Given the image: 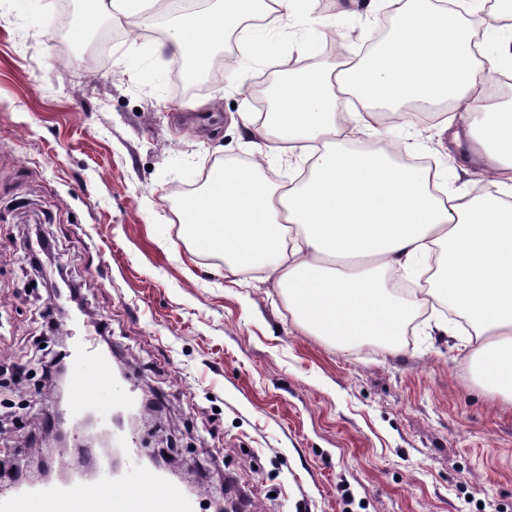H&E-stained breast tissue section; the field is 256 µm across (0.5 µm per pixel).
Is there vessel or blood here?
I'll return each mask as SVG.
<instances>
[{
    "label": "vessel or blood",
    "instance_id": "b4317fda",
    "mask_svg": "<svg viewBox=\"0 0 512 512\" xmlns=\"http://www.w3.org/2000/svg\"><path fill=\"white\" fill-rule=\"evenodd\" d=\"M86 370L69 382L65 404L55 410L58 419L75 417L102 406L125 404L112 390V366L102 355L86 357ZM136 482L114 474L103 463L93 482H86L80 469H73L69 483L60 486H16L0 492V512H194V502L179 488L172 473L137 468Z\"/></svg>",
    "mask_w": 512,
    "mask_h": 512
}]
</instances>
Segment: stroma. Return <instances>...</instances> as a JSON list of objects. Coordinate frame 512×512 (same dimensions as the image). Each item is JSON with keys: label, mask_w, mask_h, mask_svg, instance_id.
Returning <instances> with one entry per match:
<instances>
[{"label": "stroma", "mask_w": 512, "mask_h": 512, "mask_svg": "<svg viewBox=\"0 0 512 512\" xmlns=\"http://www.w3.org/2000/svg\"><path fill=\"white\" fill-rule=\"evenodd\" d=\"M73 7L61 37L58 0H0V460L62 470L88 444L26 445L50 412L32 359L50 335L73 370L89 344H116L134 398L162 393L136 446L193 464L198 512L227 497L243 512H512V407L474 384L464 337L421 323L395 353L315 335L264 271L237 286L214 255L191 254L177 218L210 159L255 157L245 87L292 61L358 60L375 17L313 0L301 41L280 21L258 26L266 55L180 96L156 42L126 37L89 64L80 43L115 20ZM327 25L339 53L321 49ZM442 119L390 131L449 191L479 194ZM38 237L53 248L39 271Z\"/></svg>", "instance_id": "stroma-1"}]
</instances>
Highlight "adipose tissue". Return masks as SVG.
I'll list each match as a JSON object with an SVG mask.
<instances>
[{
  "label": "adipose tissue",
  "instance_id": "1",
  "mask_svg": "<svg viewBox=\"0 0 512 512\" xmlns=\"http://www.w3.org/2000/svg\"><path fill=\"white\" fill-rule=\"evenodd\" d=\"M458 2L465 22L449 28L438 24L445 9L433 0H387L397 25L378 53L281 82L265 121L245 112L242 125L267 149L300 147L307 178L281 186L255 164L220 168L183 201L182 221L194 227V248L223 257L225 278L266 269L287 288L298 322L347 343L377 337L398 347L428 300L399 297L383 275L436 261L434 293L473 331L466 355L477 385L512 407V101L488 92L494 74L512 70V26L496 35L498 65H486L471 38L487 25L490 0ZM299 8V0H218L177 23L157 52L201 72L232 24L273 11L289 26ZM353 98L365 111H349ZM410 102L451 108L443 127L479 158L493 194H435L430 172L398 162L388 138L354 148L374 127V107L397 112Z\"/></svg>",
  "mask_w": 512,
  "mask_h": 512
}]
</instances>
